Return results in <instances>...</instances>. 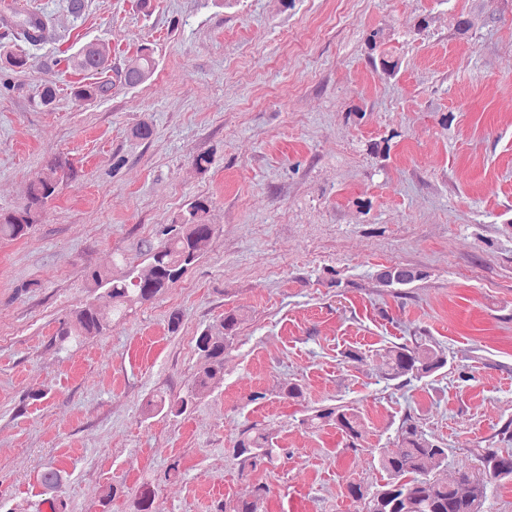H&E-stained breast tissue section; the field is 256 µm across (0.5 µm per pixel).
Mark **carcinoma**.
Listing matches in <instances>:
<instances>
[{
    "label": "carcinoma",
    "mask_w": 512,
    "mask_h": 512,
    "mask_svg": "<svg viewBox=\"0 0 512 512\" xmlns=\"http://www.w3.org/2000/svg\"><path fill=\"white\" fill-rule=\"evenodd\" d=\"M48 25L46 15L21 10L4 0L0 3V26L29 44L43 41ZM388 37L383 29L371 31L366 38V49L373 67L392 77L398 73L400 63L384 49ZM67 67L82 72L104 71L108 69V55L103 46L89 42L67 58ZM155 67L153 49L142 46L124 70L117 73V78L134 88L148 80ZM112 86L108 80L83 84L75 88V94L89 99L104 98L111 93ZM46 169L47 172L31 181L27 203L21 209L0 214L1 240L25 236L36 223L38 209L57 195L60 183L78 174L73 162L61 154L52 157ZM208 213L207 200L197 198L172 223L161 225L157 230L158 240H148L141 247V254L149 260L145 273L117 278L99 270L92 271V284L107 287L110 309L88 303L75 311L71 318L60 322L56 332L58 344L62 346L102 333L111 327L112 318L126 315L177 283L202 257L217 231L216 225L208 222ZM424 277L422 271L407 266L387 267L377 274V279L386 286L408 285ZM240 323V315L228 313L217 324L202 331L196 338V349L204 363L194 374L187 396L171 399L165 392L156 391L146 401L147 414L164 411L179 416L186 412L193 399L223 382L224 351L232 345ZM382 357L390 380L404 376L426 378L447 364L444 350L427 339L388 346L383 349ZM308 422L313 427L336 425L351 448L357 447L365 427L360 412L345 405L316 409ZM275 456L273 437L255 425L241 430L232 448V457L240 461L243 469L271 465ZM476 457L481 462L482 476L473 475L463 459L456 480L449 482L448 449L429 438L422 426L408 417L398 430L395 447L381 453L378 459L387 481L376 489L351 482L347 486L348 494L361 504V512H487L488 486L494 481L512 478V452L478 448ZM40 482L54 499L62 491L64 477L61 471L50 468L41 473ZM269 492L267 485L259 484L251 498L221 503L218 512H266Z\"/></svg>",
    "instance_id": "carcinoma-1"
}]
</instances>
